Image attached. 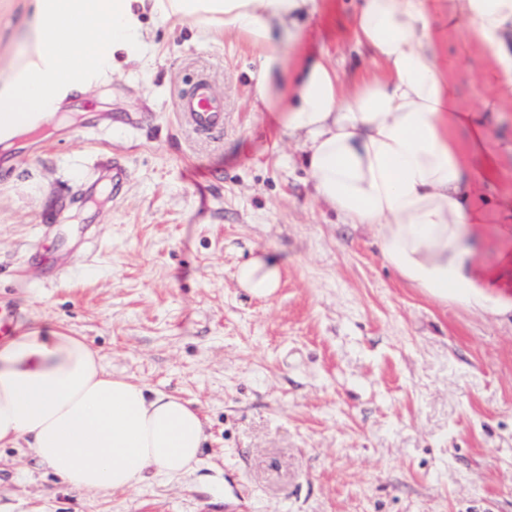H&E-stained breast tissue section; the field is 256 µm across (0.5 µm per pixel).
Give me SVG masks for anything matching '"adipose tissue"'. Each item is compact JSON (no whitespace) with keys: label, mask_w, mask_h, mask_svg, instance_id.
<instances>
[{"label":"adipose tissue","mask_w":512,"mask_h":512,"mask_svg":"<svg viewBox=\"0 0 512 512\" xmlns=\"http://www.w3.org/2000/svg\"><path fill=\"white\" fill-rule=\"evenodd\" d=\"M451 2L449 32L477 43L495 70L491 96L474 107L438 63L428 0H362L354 35L378 71L350 88L329 54L299 50L322 0H32L22 50L0 78V118L59 112L99 77L139 63L151 19L242 39L258 52L255 106L299 143L315 197L345 223L374 228L384 260L428 297L512 310V298L489 290L477 250L488 221L512 224V203L481 164L512 154V142L491 136L512 106V0ZM281 277L270 251L236 271L261 300ZM204 441L191 403L113 374L85 337L34 328L0 343V447L26 443L73 489L182 477Z\"/></svg>","instance_id":"adipose-tissue-1"}]
</instances>
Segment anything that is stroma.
I'll use <instances>...</instances> for the list:
<instances>
[{
  "instance_id": "stroma-1",
  "label": "stroma",
  "mask_w": 512,
  "mask_h": 512,
  "mask_svg": "<svg viewBox=\"0 0 512 512\" xmlns=\"http://www.w3.org/2000/svg\"><path fill=\"white\" fill-rule=\"evenodd\" d=\"M356 0H325L302 52L345 85L375 65L353 50ZM28 0H0V75ZM150 64L72 98L93 113L10 163L0 158V294L23 329L86 337L113 373L192 403L207 439L196 470L86 494L27 448H0V512H512V313L441 304L386 263L376 233L315 199L300 148L253 109L256 52L190 27L148 24ZM461 102L489 94L475 45L443 39ZM227 104L222 132L177 109L195 77ZM121 160L119 196L87 201L95 165ZM88 225L71 244V225ZM283 262L275 296L238 267ZM512 240L481 265L512 297ZM282 265L281 259L274 252L264 251L238 267L237 282L252 297L268 300L279 288Z\"/></svg>"
}]
</instances>
